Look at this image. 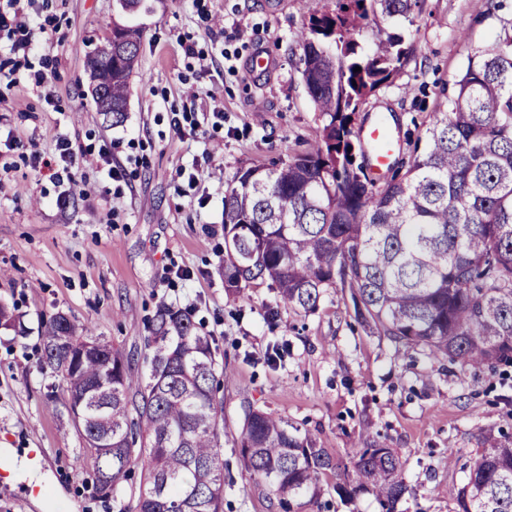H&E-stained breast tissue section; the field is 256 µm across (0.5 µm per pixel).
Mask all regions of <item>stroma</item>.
<instances>
[{"label":"stroma","mask_w":512,"mask_h":512,"mask_svg":"<svg viewBox=\"0 0 512 512\" xmlns=\"http://www.w3.org/2000/svg\"><path fill=\"white\" fill-rule=\"evenodd\" d=\"M490 3L424 0L415 23L385 24L414 53L356 113V128L386 114L400 133L397 159H409L443 87L470 49L491 40ZM335 5L142 0L130 15L119 0H21V14L44 31L18 83L0 84V130L25 145L0 148V305L25 329L20 337L0 329V448L32 459L43 489L9 482L0 460V512H118L138 494L135 480L113 496L96 489L94 458L47 398L41 326L56 313L128 354L142 351L159 303L192 310L225 370L224 512H279L238 454L250 408L309 432L344 466L361 448H393L409 487L397 512H450L465 466L499 433L512 434V364L475 369L396 349L333 289L305 315L278 305L265 282L237 298L224 290V187L238 167L272 164L315 139L322 120L296 69V38L311 10ZM116 23L141 30L119 125L98 112L87 66ZM258 51L270 70L250 68ZM38 73L51 79L52 102L34 83ZM215 96L224 104L219 124ZM177 112L194 129L175 128ZM62 138L78 152L70 183L55 177ZM102 152L123 179H108ZM31 153L45 161L42 172L31 169Z\"/></svg>","instance_id":"stroma-1"}]
</instances>
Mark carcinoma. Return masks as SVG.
<instances>
[{"instance_id":"carcinoma-1","label":"carcinoma","mask_w":512,"mask_h":512,"mask_svg":"<svg viewBox=\"0 0 512 512\" xmlns=\"http://www.w3.org/2000/svg\"><path fill=\"white\" fill-rule=\"evenodd\" d=\"M423 0H336L303 26L298 69L323 125L316 139L272 167L242 166L224 188V288L238 296L268 281L280 302L304 313L328 289L397 348L474 368L512 363V17L467 54L460 77L434 112L406 170L380 182L355 163L354 115L391 84L411 56L401 34L370 51L366 30L414 23ZM138 30L112 25L91 69L96 104L127 112ZM361 71H355V68ZM145 379L134 358L61 313L42 326L41 370L81 404L84 447L96 484L111 492L143 472L134 512H224V461L217 350L192 311L160 304L147 325ZM239 454L269 485L281 512L322 498V478L341 497H375L396 512L408 486L384 445L361 448L342 468L320 441L262 410L246 413ZM452 512H512V436L483 449L452 493Z\"/></svg>"}]
</instances>
